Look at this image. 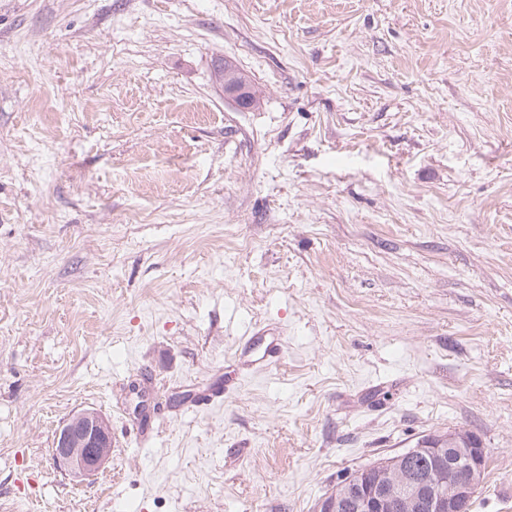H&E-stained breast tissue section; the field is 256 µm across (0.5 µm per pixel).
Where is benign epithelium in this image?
I'll list each match as a JSON object with an SVG mask.
<instances>
[{
    "instance_id": "7a95c632",
    "label": "benign epithelium",
    "mask_w": 512,
    "mask_h": 512,
    "mask_svg": "<svg viewBox=\"0 0 512 512\" xmlns=\"http://www.w3.org/2000/svg\"><path fill=\"white\" fill-rule=\"evenodd\" d=\"M415 454L434 460L427 475L411 478L405 460ZM112 456V432L106 418L94 409L72 413L57 430L53 457L60 469L76 478L98 473ZM486 450L461 431L431 435L414 448L364 468L376 474L374 483L357 471L336 485L317 503V512H340L350 505L355 512H462L472 490L480 485ZM464 478L448 484V470Z\"/></svg>"
}]
</instances>
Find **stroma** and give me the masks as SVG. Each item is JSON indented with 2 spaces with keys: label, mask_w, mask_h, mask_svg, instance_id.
Listing matches in <instances>:
<instances>
[{
  "label": "stroma",
  "mask_w": 512,
  "mask_h": 512,
  "mask_svg": "<svg viewBox=\"0 0 512 512\" xmlns=\"http://www.w3.org/2000/svg\"><path fill=\"white\" fill-rule=\"evenodd\" d=\"M455 430L512 512V0H0V512H315ZM112 456V432L94 409L72 413L57 430L53 457L60 469L76 478L98 473Z\"/></svg>",
  "instance_id": "35a3bbf8"
}]
</instances>
